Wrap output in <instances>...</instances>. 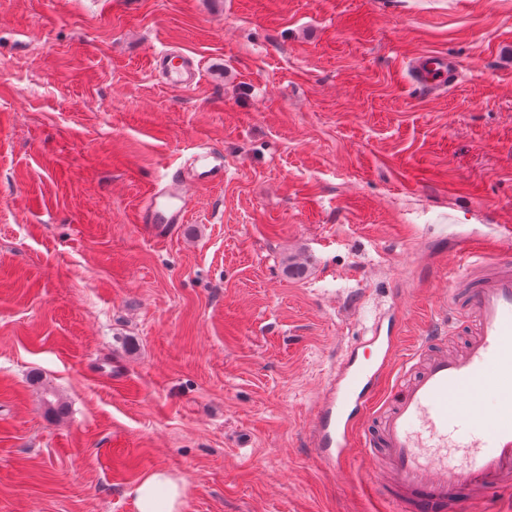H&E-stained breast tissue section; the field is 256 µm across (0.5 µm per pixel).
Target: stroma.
Here are the masks:
<instances>
[{
    "instance_id": "35a3bbf8",
    "label": "stroma",
    "mask_w": 512,
    "mask_h": 512,
    "mask_svg": "<svg viewBox=\"0 0 512 512\" xmlns=\"http://www.w3.org/2000/svg\"><path fill=\"white\" fill-rule=\"evenodd\" d=\"M209 149L223 184L151 238ZM467 245L512 255V0H0V512H137L157 469L183 512H390L309 421L376 323L413 348ZM152 70L170 89L176 91L190 89L197 82L194 62L175 51H165L155 55L152 60ZM414 80L426 91L437 93L451 87L459 77L456 62L445 55H430L413 62ZM224 180V158L221 151L208 150L192 159L189 168L166 172L141 206L137 222L163 238L177 232L187 222V201L193 184L210 186Z\"/></svg>"
}]
</instances>
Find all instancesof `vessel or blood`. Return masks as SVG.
Masks as SVG:
<instances>
[{
  "instance_id": "b4317fda",
  "label": "vessel or blood",
  "mask_w": 512,
  "mask_h": 512,
  "mask_svg": "<svg viewBox=\"0 0 512 512\" xmlns=\"http://www.w3.org/2000/svg\"><path fill=\"white\" fill-rule=\"evenodd\" d=\"M152 69L174 90L197 82L194 62L175 51L158 53ZM414 80L437 93L459 77L456 62L430 55L413 62ZM224 179L221 151L208 150L187 169L165 173L138 211L152 237L177 232L187 222L192 185ZM444 319L433 322L418 347L421 369H408L394 394L380 398L382 379L399 356L400 340L374 327L372 364L340 359L323 388L309 424L308 446L326 468H341L356 447L385 462L384 485L400 512H462L468 494L512 491V258L489 253L474 262L470 285L443 301ZM464 334L460 351H434L447 333ZM494 390L498 409L485 415L474 398Z\"/></svg>"
}]
</instances>
